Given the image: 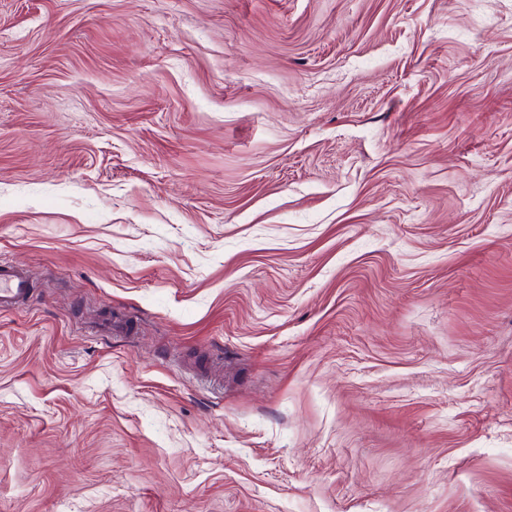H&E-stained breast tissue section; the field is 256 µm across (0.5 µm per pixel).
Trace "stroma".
<instances>
[{
    "label": "stroma",
    "mask_w": 512,
    "mask_h": 512,
    "mask_svg": "<svg viewBox=\"0 0 512 512\" xmlns=\"http://www.w3.org/2000/svg\"><path fill=\"white\" fill-rule=\"evenodd\" d=\"M1 257L0 512H512V0H0ZM30 283L24 268L0 261V309L21 305L29 293Z\"/></svg>",
    "instance_id": "1"
}]
</instances>
